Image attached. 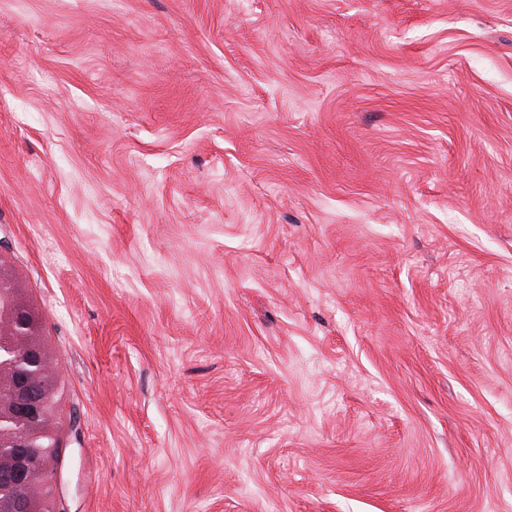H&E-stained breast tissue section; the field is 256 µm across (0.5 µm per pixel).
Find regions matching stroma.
I'll list each match as a JSON object with an SVG mask.
<instances>
[{
	"label": "stroma",
	"instance_id": "obj_1",
	"mask_svg": "<svg viewBox=\"0 0 512 512\" xmlns=\"http://www.w3.org/2000/svg\"><path fill=\"white\" fill-rule=\"evenodd\" d=\"M0 259L65 512H512V0H0Z\"/></svg>",
	"mask_w": 512,
	"mask_h": 512
}]
</instances>
